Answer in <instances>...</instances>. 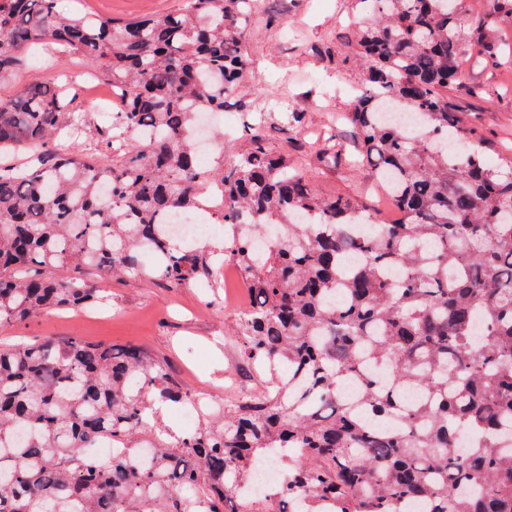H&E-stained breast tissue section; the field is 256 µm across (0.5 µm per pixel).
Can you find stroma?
I'll use <instances>...</instances> for the list:
<instances>
[{
  "label": "stroma",
  "instance_id": "obj_1",
  "mask_svg": "<svg viewBox=\"0 0 512 512\" xmlns=\"http://www.w3.org/2000/svg\"><path fill=\"white\" fill-rule=\"evenodd\" d=\"M185 0H58L57 8L71 13L88 8L105 18H142L179 12ZM361 20L355 0H263L246 29L245 46L252 60L242 101L254 112L296 108L303 124L289 140L275 124L265 128L267 144L288 154L325 196L344 193L374 199L370 170L347 168L320 150V139L334 130L336 139L350 143L352 112L362 84L361 68L343 62ZM71 74L79 95L76 103L90 111V102L108 97L105 85L88 84L87 66H73L58 53L50 61L33 60L29 81ZM453 95L464 99V126L481 139L490 164L512 157V68L499 67L471 56L462 63V83ZM107 318L80 317L61 310L24 322L0 325V342L61 340L79 336L90 342L134 344L149 357L162 360L170 373L189 387L207 385L211 395L227 398V380L243 377L260 385V376L241 365L239 351L226 335L238 318L224 307L223 293L196 282L171 288L148 276L111 283Z\"/></svg>",
  "mask_w": 512,
  "mask_h": 512
}]
</instances>
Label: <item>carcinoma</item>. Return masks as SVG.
Wrapping results in <instances>:
<instances>
[{
  "mask_svg": "<svg viewBox=\"0 0 512 512\" xmlns=\"http://www.w3.org/2000/svg\"><path fill=\"white\" fill-rule=\"evenodd\" d=\"M359 3L367 18L344 56L363 73L350 119L401 215L362 239L353 226L369 206L319 195L267 147L255 113L208 172L183 136L198 113L241 102L251 0L131 20L0 0V83L28 50L58 45L122 95L112 137L136 136L107 161L51 148L82 121L70 84L0 96V324L103 300L106 279L145 274L148 249L154 277L220 287L217 250L164 233L216 186L224 223L285 228L263 254L224 243L256 297L231 339L270 378L192 434L156 422L157 406L193 394L135 345L1 346L0 512H245L233 487L267 457L288 469L279 512H296V498L302 512H512V158L486 164L449 93L474 47L498 59L494 19L512 16V0L469 27L458 0ZM102 440L110 460L92 454Z\"/></svg>",
  "mask_w": 512,
  "mask_h": 512,
  "instance_id": "cac0c4a2",
  "label": "carcinoma"
}]
</instances>
